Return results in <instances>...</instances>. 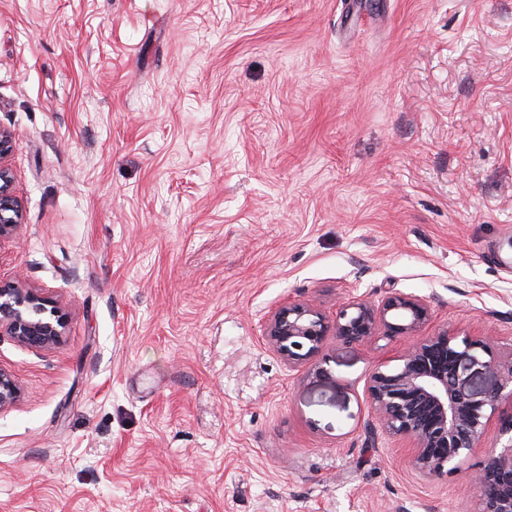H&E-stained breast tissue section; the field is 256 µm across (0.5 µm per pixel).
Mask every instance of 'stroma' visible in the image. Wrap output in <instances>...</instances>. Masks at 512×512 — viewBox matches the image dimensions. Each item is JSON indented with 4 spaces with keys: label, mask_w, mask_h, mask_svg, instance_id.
Here are the masks:
<instances>
[{
    "label": "stroma",
    "mask_w": 512,
    "mask_h": 512,
    "mask_svg": "<svg viewBox=\"0 0 512 512\" xmlns=\"http://www.w3.org/2000/svg\"><path fill=\"white\" fill-rule=\"evenodd\" d=\"M22 206L0 282V512H476L375 420L405 337L286 364L282 304L424 299L512 356V0H0ZM64 327L62 311L50 305L39 289L22 281L0 284V338L9 336L21 346L48 349L59 343Z\"/></svg>",
    "instance_id": "stroma-1"
}]
</instances>
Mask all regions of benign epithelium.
Listing matches in <instances>:
<instances>
[{
  "mask_svg": "<svg viewBox=\"0 0 512 512\" xmlns=\"http://www.w3.org/2000/svg\"><path fill=\"white\" fill-rule=\"evenodd\" d=\"M11 141L12 134L0 128V238L13 235L21 216L12 177L4 166ZM429 318L426 301L398 293L377 303L347 302L332 324L311 303H289L272 313L262 339L291 366L317 356L330 334L348 344L380 333L414 337L400 352L395 370L378 368L371 374L368 396L381 427L408 443L415 469L425 477H437L460 468L462 457L485 436L487 410H495L503 392L512 397V358L494 357L482 340L470 336L459 338L446 331L418 336ZM64 327L62 311L39 289L21 281L0 284V337L27 348L48 349L59 343ZM484 354L488 359H481ZM476 366L494 379L485 391L471 388ZM18 397L17 383L0 370V410ZM470 484L478 512H512V437L500 451L488 454Z\"/></svg>",
  "mask_w": 512,
  "mask_h": 512,
  "instance_id": "benign-epithelium-1",
  "label": "benign epithelium"
}]
</instances>
